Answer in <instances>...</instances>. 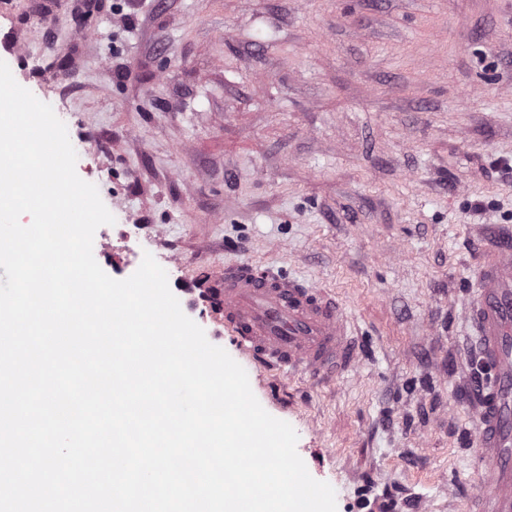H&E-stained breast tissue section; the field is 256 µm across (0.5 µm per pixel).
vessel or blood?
<instances>
[{
    "mask_svg": "<svg viewBox=\"0 0 512 512\" xmlns=\"http://www.w3.org/2000/svg\"><path fill=\"white\" fill-rule=\"evenodd\" d=\"M479 236L476 288L464 317L477 336L483 382L475 444L488 478L466 509L512 512V229L489 224ZM214 282L223 328L264 369L326 380L358 363L350 322L329 290L248 262L225 264Z\"/></svg>",
    "mask_w": 512,
    "mask_h": 512,
    "instance_id": "b4317fda",
    "label": "vessel or blood"
}]
</instances>
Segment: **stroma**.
I'll return each mask as SVG.
<instances>
[{"instance_id":"1","label":"stroma","mask_w":512,"mask_h":512,"mask_svg":"<svg viewBox=\"0 0 512 512\" xmlns=\"http://www.w3.org/2000/svg\"><path fill=\"white\" fill-rule=\"evenodd\" d=\"M0 0L19 83L65 124L115 218L212 333V278L270 266L333 292L360 361L247 372L337 512H465L486 485L467 396L473 237L512 225V0Z\"/></svg>"}]
</instances>
